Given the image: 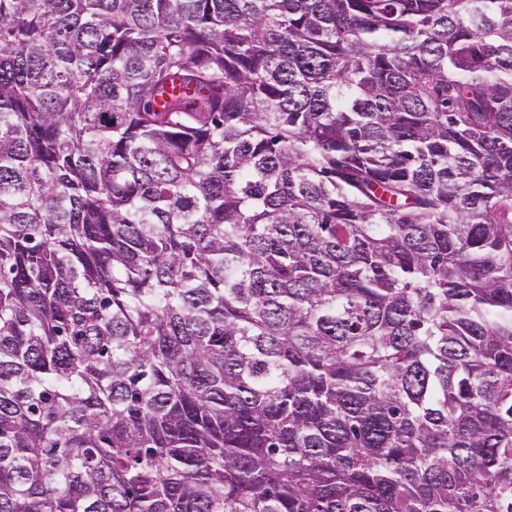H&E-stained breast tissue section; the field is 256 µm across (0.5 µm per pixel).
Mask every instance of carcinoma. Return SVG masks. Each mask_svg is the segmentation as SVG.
I'll use <instances>...</instances> for the list:
<instances>
[{
  "mask_svg": "<svg viewBox=\"0 0 512 512\" xmlns=\"http://www.w3.org/2000/svg\"><path fill=\"white\" fill-rule=\"evenodd\" d=\"M0 512H512V0H0Z\"/></svg>",
  "mask_w": 512,
  "mask_h": 512,
  "instance_id": "obj_1",
  "label": "carcinoma"
}]
</instances>
